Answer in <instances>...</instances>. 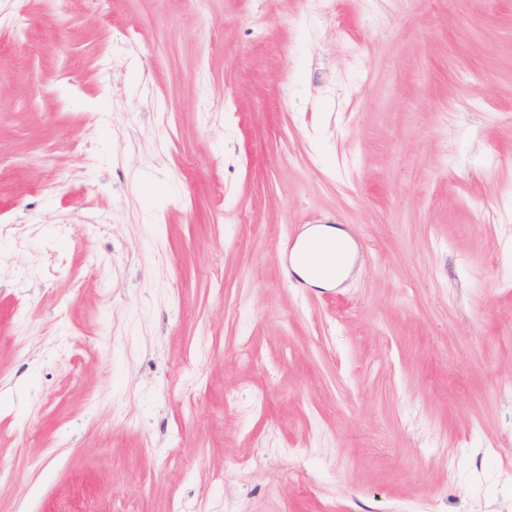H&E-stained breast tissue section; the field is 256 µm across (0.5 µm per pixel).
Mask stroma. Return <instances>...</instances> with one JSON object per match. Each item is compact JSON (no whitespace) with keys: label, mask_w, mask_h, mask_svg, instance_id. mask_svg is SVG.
<instances>
[{"label":"stroma","mask_w":512,"mask_h":512,"mask_svg":"<svg viewBox=\"0 0 512 512\" xmlns=\"http://www.w3.org/2000/svg\"><path fill=\"white\" fill-rule=\"evenodd\" d=\"M176 506L512 512V0H0V512ZM317 234L335 238L336 241H338L339 243H341L343 245L347 254H349L351 251V264L349 267V270H350L351 267L353 266V263L355 260V246H354L353 241L349 238V236L337 227L335 228L332 226H325V225L316 227L312 231L308 232L305 236L309 238V237H313ZM320 261H321V255L314 251H310L307 253L304 264L295 263L293 261V258L291 259L292 267H293L295 273L298 276L305 279L308 283L313 284V285H317V286H321V287L337 285V284L341 283L347 277L349 270L343 277L336 278V280L307 278L308 277L307 269L313 265L320 263Z\"/></svg>","instance_id":"1"}]
</instances>
